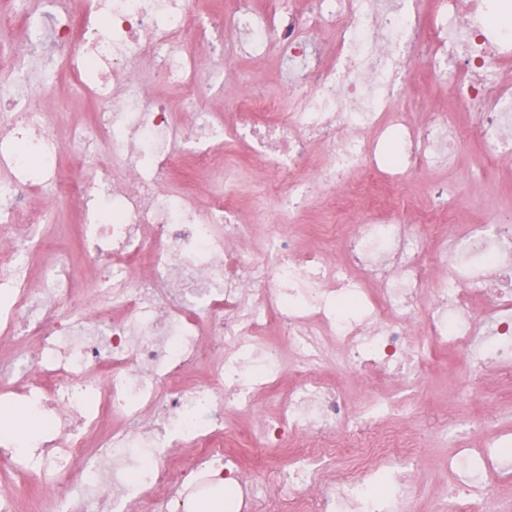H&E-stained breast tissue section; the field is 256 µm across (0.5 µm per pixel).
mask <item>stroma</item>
Here are the masks:
<instances>
[{
	"label": "stroma",
	"mask_w": 512,
	"mask_h": 512,
	"mask_svg": "<svg viewBox=\"0 0 512 512\" xmlns=\"http://www.w3.org/2000/svg\"><path fill=\"white\" fill-rule=\"evenodd\" d=\"M225 67L234 72L235 77L223 89H189L170 84L156 63L147 62L140 67L142 88L150 97L164 95L179 106L186 99H195L198 105L216 113L233 111L239 96L246 90L257 96L283 98L288 94V76L279 70L275 57H230ZM71 72V67L63 62L54 68L52 82L44 84L37 93L43 111L65 110L75 116L93 112V102L84 99L80 87L71 79ZM453 92L451 83L435 81L421 73L408 86L406 95L417 108L435 109L453 103ZM212 159L213 172L203 174L193 173L191 161H184L182 168L171 177L169 189L193 193L204 202L212 190L223 187L225 193L233 197L243 221L254 225L252 247L256 257H264L266 239L278 232L280 226L277 197L257 189L263 163L238 143L217 147ZM438 181L447 184L448 199L456 205L460 223H483L492 212L512 206V155L490 156L474 142L455 150L442 165L416 168L410 173L406 186L411 193L423 197ZM335 218L345 223L358 219L349 184L317 190L308 201L300 224L293 228L297 245L303 248L325 246L322 228ZM79 220V212L70 202L59 201L53 205L48 223L59 226L60 232L50 244L30 252L28 271L32 287H39L41 271L61 256L69 260L80 280L106 276L105 262L87 254L82 247ZM459 370V359L445 353L435 354L426 366L424 388L415 400L423 446L417 461V487L409 512H432L434 504L448 491L449 447L439 434L443 425L453 426L464 419L487 416L495 426H512V376L494 369L488 371L480 395L463 402L458 398ZM224 429L225 450L236 453L246 470H254L267 458L287 464L293 454L289 447H259L257 422L234 407L224 410Z\"/></svg>",
	"instance_id": "35a3bbf8"
}]
</instances>
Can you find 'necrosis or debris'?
Here are the masks:
<instances>
[{
	"mask_svg": "<svg viewBox=\"0 0 512 512\" xmlns=\"http://www.w3.org/2000/svg\"><path fill=\"white\" fill-rule=\"evenodd\" d=\"M16 2L23 50L0 58L11 77L0 90V285L8 298L0 338L17 348L19 383L0 397L38 417L32 445L42 464L29 467L6 438L0 474H23L48 512H124L125 499L143 489L141 512H170L178 486L229 479L225 512H242L257 487L224 451V409L254 410L257 389L276 388L289 370L287 400L259 422L263 447L295 449L268 512H402L421 446L404 395L420 389L428 358L459 354L471 388L488 369L512 372V225L495 214L458 224L442 185L424 204L392 191L458 143L512 151V83L501 79L512 64V28L487 22L490 10L512 13V0H437L426 32L419 0H304L301 9L297 0H270L264 12L252 0H224L223 13L203 23L191 0H84L72 17L54 0ZM328 26L336 38L326 49ZM189 33L224 56L276 53L290 77L287 100L246 93L232 115L200 110L188 126L145 98L136 73L147 57L177 84L223 82V70H205L203 55L184 47ZM75 50V80L97 107L90 123L71 129L72 147L93 161L72 179L61 175L46 133L51 113L30 100L51 63ZM421 61L434 79L453 83L457 103L482 101L473 127L461 129L447 112L415 120L405 90ZM321 139L327 162L315 174L306 159ZM228 141L265 162L262 184L279 194L286 224L313 188L356 175L359 221L327 235L341 256L300 253L284 231L255 261L251 227L228 196L202 205L170 193L184 152L204 167L212 145ZM42 192L80 206L83 239L110 268L83 300L72 301L61 265L45 270L41 287L30 285L27 257L48 212L29 203ZM442 224L453 230L454 267L428 294L432 271L421 256ZM349 304L359 318L344 316ZM273 325L287 348L269 342ZM204 340L218 358L208 381L190 387L185 376ZM330 344L338 365H356L376 388L398 380L399 393L376 391L351 405L322 372ZM115 413L125 421L117 430L106 426ZM478 425L470 419L447 435L453 479L438 512H495L489 479L512 471V430L477 446ZM91 434L100 451L89 456ZM81 455L87 473L75 493L56 468ZM380 477L388 493L373 492Z\"/></svg>",
	"mask_w": 512,
	"mask_h": 512,
	"instance_id": "obj_1",
	"label": "necrosis or debris"
}]
</instances>
